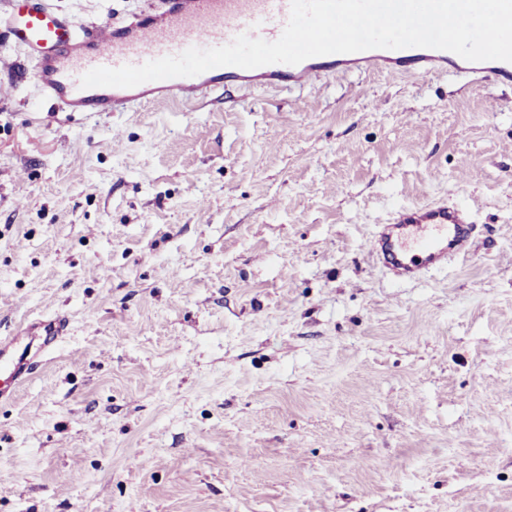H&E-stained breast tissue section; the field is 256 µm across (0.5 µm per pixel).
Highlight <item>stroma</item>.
<instances>
[{"label": "stroma", "mask_w": 512, "mask_h": 512, "mask_svg": "<svg viewBox=\"0 0 512 512\" xmlns=\"http://www.w3.org/2000/svg\"><path fill=\"white\" fill-rule=\"evenodd\" d=\"M149 3L54 0L87 28ZM30 66L0 32V332L70 328L0 404V512H512V86L86 117ZM432 198L478 246L393 283L364 241Z\"/></svg>", "instance_id": "1"}]
</instances>
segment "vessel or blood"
<instances>
[{"label":"vessel or blood","instance_id":"1","mask_svg":"<svg viewBox=\"0 0 512 512\" xmlns=\"http://www.w3.org/2000/svg\"><path fill=\"white\" fill-rule=\"evenodd\" d=\"M289 14L290 0H157L139 15L120 22L107 19L89 31L73 16L58 12L52 0H7L6 9L0 11V28L26 48L38 92L63 112H128L166 103L195 106L228 83L244 91L306 88L315 92L323 77L362 73L463 74L512 86V62H470L430 48L329 54L296 65L278 63L253 69L223 66L194 77L132 88L80 85L82 75L95 67L140 65L191 47L222 46L243 33L276 40ZM476 230L469 206L446 201L402 204L374 225L364 249L393 281H413L470 255ZM69 325L66 316L58 315L0 336V403L13 399L16 386L35 374L38 355L67 336Z\"/></svg>","mask_w":512,"mask_h":512}]
</instances>
